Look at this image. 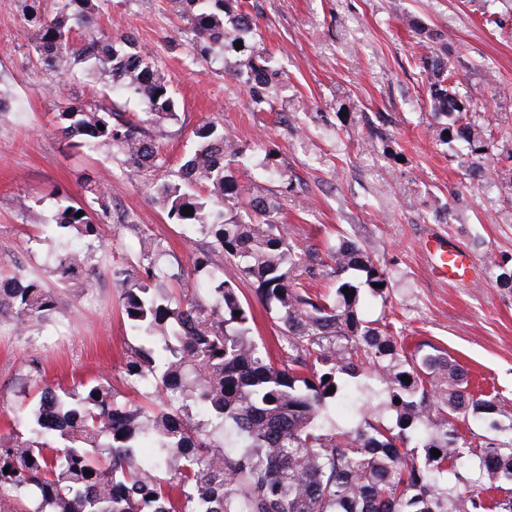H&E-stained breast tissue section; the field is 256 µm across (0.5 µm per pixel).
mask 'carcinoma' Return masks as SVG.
<instances>
[{
	"mask_svg": "<svg viewBox=\"0 0 512 512\" xmlns=\"http://www.w3.org/2000/svg\"><path fill=\"white\" fill-rule=\"evenodd\" d=\"M17 2L40 66L62 85L76 71L99 85L93 105L63 98L56 134L86 153L112 148L172 223L209 238L275 307L288 363L276 365L255 340L238 280L215 274L208 254L188 271L140 235L138 269L113 275L138 342L124 380L152 388L149 403L98 380L35 384L19 411L24 431L0 436V494L14 500H0V512H512V415L499 398L475 397L465 367L444 352L409 353L393 323L361 317L363 297L387 301L389 272L350 241L297 252L279 202L233 175L246 150L217 122L194 127L193 149L173 169L161 138L180 100L135 36H102L98 0ZM245 6L170 0L197 54L222 64L234 53L233 75L258 108H271L279 72L256 49L259 24ZM419 35L427 47L414 65L441 120L438 140L465 149L469 180L490 185L499 174L487 164L493 142L480 107L457 80L445 36L424 26ZM117 98L146 112L129 117ZM81 188L48 217L18 199L23 223L45 227L50 274L75 299L97 286L105 226H135L113 216L112 195L91 174ZM326 272L336 288L312 292L306 282ZM72 314L36 276L0 281V316L20 333ZM471 421L493 436L463 435Z\"/></svg>",
	"mask_w": 512,
	"mask_h": 512,
	"instance_id": "carcinoma-1",
	"label": "carcinoma"
}]
</instances>
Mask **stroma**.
Wrapping results in <instances>:
<instances>
[{
  "label": "stroma",
  "instance_id": "1",
  "mask_svg": "<svg viewBox=\"0 0 512 512\" xmlns=\"http://www.w3.org/2000/svg\"><path fill=\"white\" fill-rule=\"evenodd\" d=\"M253 3L262 47L287 76L271 112L254 110L243 79L196 54L168 0H101L99 19L112 35L135 33L182 101L180 120L163 140L170 157L182 156L203 120L223 123L248 149V163L236 177L275 193L296 246L321 250L344 238L390 272L387 302L369 303L364 318L384 314L397 321L406 350L428 343L446 352L480 388L503 394L512 413V290L499 285L488 263L494 257L512 269V188L469 184L461 156L437 141L427 84L412 63L424 51L417 24L446 36L464 87L489 119L499 172H512V0L500 4L499 27L485 25L481 0ZM0 74L12 95L11 106L0 112L1 278L36 275L55 288L47 247L34 242L38 229L20 221L15 200L24 196L52 212L57 194L81 196L86 172L110 190L117 209L162 240L170 261L189 265L205 248L201 233L169 223L152 191L125 175L111 149L89 156L60 144L54 116L61 93L90 105L97 89L79 75L60 91L35 64L17 0H0ZM376 113L384 121L366 128L365 115ZM269 151L278 170L274 178L266 173ZM137 233L119 225L109 231L98 256L99 283L78 302L72 321L26 336L0 323V434L10 428L35 361L50 385L67 388L104 375L117 392L140 400L122 373L134 339L112 277L133 264ZM431 235L472 255L468 278L433 274L424 250ZM240 288L255 315L256 335L275 359L287 358L277 342L274 310L257 298L250 281Z\"/></svg>",
  "mask_w": 512,
  "mask_h": 512
}]
</instances>
